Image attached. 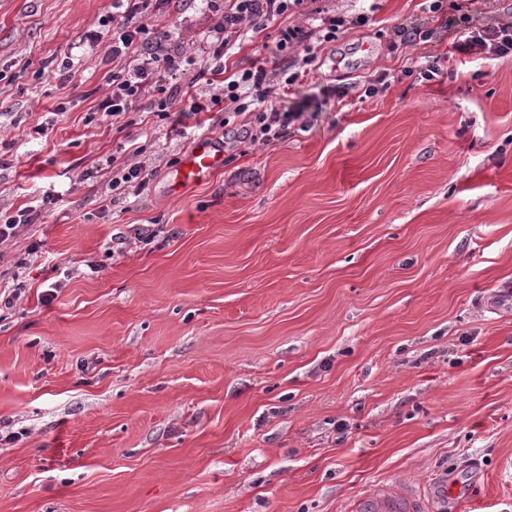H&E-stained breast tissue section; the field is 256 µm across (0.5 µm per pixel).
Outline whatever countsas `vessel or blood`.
<instances>
[{"mask_svg":"<svg viewBox=\"0 0 512 512\" xmlns=\"http://www.w3.org/2000/svg\"><path fill=\"white\" fill-rule=\"evenodd\" d=\"M224 167V152L211 138L196 140L173 171L171 191L181 194L185 189L204 183ZM446 486L424 490L412 485H380L366 490L354 501L352 512H430L435 500L447 497Z\"/></svg>","mask_w":512,"mask_h":512,"instance_id":"obj_1","label":"vessel or blood"}]
</instances>
